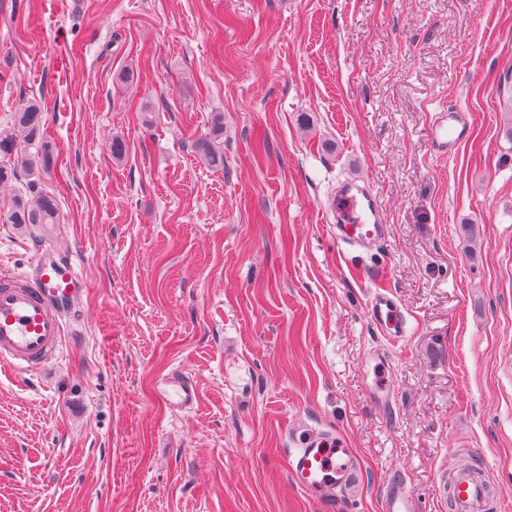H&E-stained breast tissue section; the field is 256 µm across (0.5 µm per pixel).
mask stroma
<instances>
[{"instance_id":"35a3bbf8","label":"stroma","mask_w":512,"mask_h":512,"mask_svg":"<svg viewBox=\"0 0 512 512\" xmlns=\"http://www.w3.org/2000/svg\"><path fill=\"white\" fill-rule=\"evenodd\" d=\"M27 99L44 135L21 150L53 153V244L88 289L48 371L0 368V512H326L287 470L305 429L361 459L335 512H382L392 467L448 512L461 459L512 502V0H0V123ZM448 105L473 132L441 156ZM351 174L389 226L359 267L329 231ZM27 180L0 188L12 270ZM381 286L401 339L367 316ZM177 368L184 411L155 390ZM386 360L377 351H372L365 360V365L372 368L374 384L370 392L376 403L383 409L392 405V393L388 380L384 377ZM156 392L168 401L169 405L180 409L191 408L197 399L193 380L181 369H174L160 378L156 385Z\"/></svg>"}]
</instances>
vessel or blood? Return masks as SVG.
<instances>
[{"instance_id":"obj_1","label":"vessel or blood","mask_w":512,"mask_h":512,"mask_svg":"<svg viewBox=\"0 0 512 512\" xmlns=\"http://www.w3.org/2000/svg\"><path fill=\"white\" fill-rule=\"evenodd\" d=\"M472 132V123L462 111L447 108L435 112L430 125L433 148L442 154L454 153ZM329 210L335 220L336 240L344 253L356 259L385 240L389 227L381 217L377 194L357 180L340 182ZM86 283L70 260L54 248L39 243L29 270L0 273V367L16 372H42L56 358L68 316L75 309ZM371 322L383 333L405 336L407 319L401 308L385 292L377 291L368 302ZM374 383L370 392L382 408L392 404L385 377V359L371 352L365 360ZM157 393L173 407L191 408L196 387L183 370L175 369L160 378ZM360 459L345 439L334 431H309L288 451V472L297 487L327 512H334L341 492L355 478ZM383 512H416L413 495L407 489V475L389 469L384 479ZM451 512H502L482 473L454 469L448 477Z\"/></svg>"}]
</instances>
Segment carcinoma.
I'll return each instance as SVG.
<instances>
[{
    "label": "carcinoma",
    "mask_w": 512,
    "mask_h": 512,
    "mask_svg": "<svg viewBox=\"0 0 512 512\" xmlns=\"http://www.w3.org/2000/svg\"><path fill=\"white\" fill-rule=\"evenodd\" d=\"M42 121L41 105L33 99L22 103L10 121L0 125V156L5 158V162L0 164V184L17 178L19 168L27 169L28 174L33 176V180L27 184L25 195L14 199L6 223L25 230L32 227L41 232L60 223L55 196L43 190L38 180L41 174L50 172L53 158L47 150L36 157H26L18 153V145L22 140L31 142L41 138ZM199 150L209 166L224 167V151L213 142L200 143Z\"/></svg>",
    "instance_id": "1"
}]
</instances>
